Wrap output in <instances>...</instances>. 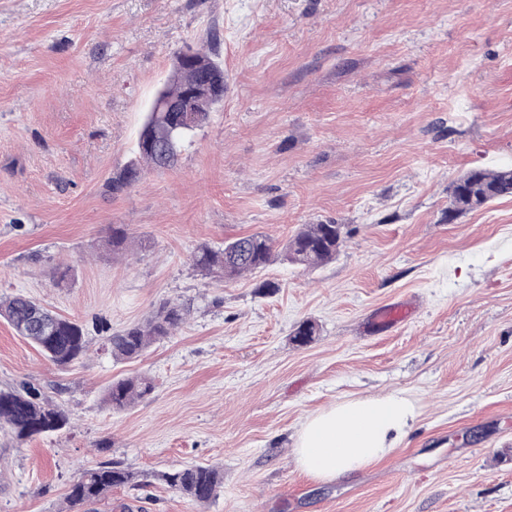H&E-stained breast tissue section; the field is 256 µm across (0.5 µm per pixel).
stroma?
Instances as JSON below:
<instances>
[{"label": "stroma", "mask_w": 512, "mask_h": 512, "mask_svg": "<svg viewBox=\"0 0 512 512\" xmlns=\"http://www.w3.org/2000/svg\"><path fill=\"white\" fill-rule=\"evenodd\" d=\"M189 47L222 61L223 102L172 168L112 194ZM475 167H512V0H0V297H36L89 341L62 369L0 318V390L71 418L0 431V512H512V197L449 216ZM330 222L335 260L284 261ZM252 233L275 243L265 268L195 266ZM170 300L190 309L175 335L114 359L108 337ZM403 301L406 324L371 325ZM139 375L146 399L107 405ZM391 392L418 417L389 458L330 483L297 469L308 416ZM109 460L139 487L70 506ZM191 463L224 474L207 502L160 478ZM154 390L146 377H129L112 382L106 394L107 404L115 410L125 409L149 396Z\"/></svg>", "instance_id": "stroma-1"}]
</instances>
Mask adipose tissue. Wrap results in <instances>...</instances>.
<instances>
[{
    "label": "adipose tissue",
    "instance_id": "obj_1",
    "mask_svg": "<svg viewBox=\"0 0 512 512\" xmlns=\"http://www.w3.org/2000/svg\"><path fill=\"white\" fill-rule=\"evenodd\" d=\"M416 416L414 401L397 392L333 404L303 422L296 464L318 482L363 470L402 446Z\"/></svg>",
    "mask_w": 512,
    "mask_h": 512
}]
</instances>
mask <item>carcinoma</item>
I'll use <instances>...</instances> for the list:
<instances>
[{
  "instance_id": "carcinoma-1",
  "label": "carcinoma",
  "mask_w": 512,
  "mask_h": 512,
  "mask_svg": "<svg viewBox=\"0 0 512 512\" xmlns=\"http://www.w3.org/2000/svg\"><path fill=\"white\" fill-rule=\"evenodd\" d=\"M198 78L195 68L176 62L160 94L178 97ZM216 105V101L210 103L205 112H183L179 120L173 119L169 112L148 113L139 134L136 156L109 181V189L114 193L122 191L140 178L146 166L167 168L173 165L182 143L206 123ZM506 197H512V168L476 167L452 185L449 205L453 213L463 214ZM341 244L338 225L306 224L286 245L284 259L303 268L316 267L334 259ZM273 252L274 244L268 236L253 233L224 242L220 250L203 246L194 254L193 262L207 274L222 272L224 280L228 281L264 268ZM187 315L188 308L183 304L165 303L146 322L112 336L109 339L112 356L127 360L140 357L152 344L173 335ZM0 317L58 367L75 363L89 350L80 325L24 294L16 293L0 301ZM153 390L152 381L146 377L118 379L109 387L106 402L112 409L122 410L146 398ZM69 423V413L64 407L50 402L36 388L0 390V425L19 439L56 432ZM162 478L171 489L198 502L210 500L224 481L218 470L201 464L174 469L164 473ZM136 485L134 473L121 463L104 462L73 481L67 499L72 505L99 501L114 488Z\"/></svg>"
}]
</instances>
